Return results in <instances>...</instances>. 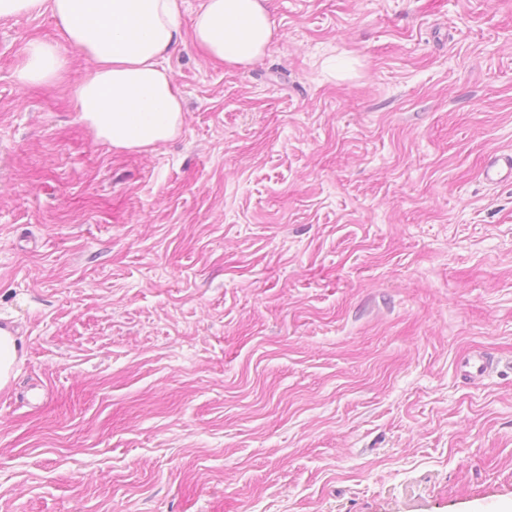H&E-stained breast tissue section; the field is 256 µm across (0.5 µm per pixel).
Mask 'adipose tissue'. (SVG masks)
<instances>
[{"label":"adipose tissue","mask_w":512,"mask_h":512,"mask_svg":"<svg viewBox=\"0 0 512 512\" xmlns=\"http://www.w3.org/2000/svg\"><path fill=\"white\" fill-rule=\"evenodd\" d=\"M185 0H0V18L50 14L56 39L23 43L21 86L67 84L72 109L114 151L149 152L184 127V105L167 65L183 41ZM192 39L209 60L246 67L264 56L276 29L267 0H202ZM91 64L67 80L72 54Z\"/></svg>","instance_id":"1"}]
</instances>
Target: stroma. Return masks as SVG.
Instances as JSON below:
<instances>
[{
  "instance_id": "1",
  "label": "stroma",
  "mask_w": 512,
  "mask_h": 512,
  "mask_svg": "<svg viewBox=\"0 0 512 512\" xmlns=\"http://www.w3.org/2000/svg\"><path fill=\"white\" fill-rule=\"evenodd\" d=\"M268 6L148 154L0 19V512H512V0ZM484 178L490 183L512 180V156L507 155L492 160L483 172ZM23 358V350L13 327L8 323L0 325V391L10 388Z\"/></svg>"
}]
</instances>
